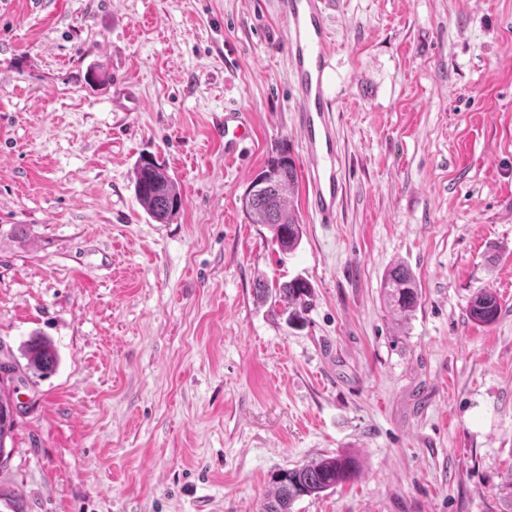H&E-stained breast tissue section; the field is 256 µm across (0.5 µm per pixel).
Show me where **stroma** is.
Wrapping results in <instances>:
<instances>
[{
	"label": "stroma",
	"instance_id": "stroma-1",
	"mask_svg": "<svg viewBox=\"0 0 512 512\" xmlns=\"http://www.w3.org/2000/svg\"><path fill=\"white\" fill-rule=\"evenodd\" d=\"M328 24L343 204L320 224L297 191L288 256L241 208L276 149L302 158L275 0H0V512H259L275 470L340 453L359 477L294 512H512V0H338ZM143 156L170 223L135 197ZM396 262L422 292L403 326ZM297 275L293 328L254 283ZM224 157L229 160L238 158L250 139L251 129L247 114L238 109L224 112ZM135 194L147 214L157 223L167 224L183 207L178 185L163 164L142 158L135 168ZM382 288L391 313L407 320L421 299L418 282L412 270L402 263L391 266L383 278ZM468 314L478 324L490 325L496 322L500 303L495 292L489 288L478 291L468 304ZM23 356L27 360V369L39 376L50 375L59 364L56 349L42 337L30 339L23 348ZM14 365L0 363V458L7 460L11 450H7L6 440H11L12 431L15 425V409L10 399V395L2 389V383L5 379L10 380L11 375L15 371Z\"/></svg>",
	"mask_w": 512,
	"mask_h": 512
}]
</instances>
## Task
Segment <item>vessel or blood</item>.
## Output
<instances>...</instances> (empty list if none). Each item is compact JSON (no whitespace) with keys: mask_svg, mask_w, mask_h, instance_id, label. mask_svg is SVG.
<instances>
[{"mask_svg":"<svg viewBox=\"0 0 512 512\" xmlns=\"http://www.w3.org/2000/svg\"><path fill=\"white\" fill-rule=\"evenodd\" d=\"M333 0H276L286 24L288 68L297 103L296 128L306 160L307 204L318 223L336 219L344 182L332 113L330 75L333 70L327 15ZM224 156L238 158L251 136L245 112H224Z\"/></svg>","mask_w":512,"mask_h":512,"instance_id":"b4317fda","label":"vessel or blood"}]
</instances>
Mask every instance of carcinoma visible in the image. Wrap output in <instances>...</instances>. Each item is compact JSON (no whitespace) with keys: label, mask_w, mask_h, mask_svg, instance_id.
I'll use <instances>...</instances> for the list:
<instances>
[{"label":"carcinoma","mask_w":512,"mask_h":512,"mask_svg":"<svg viewBox=\"0 0 512 512\" xmlns=\"http://www.w3.org/2000/svg\"><path fill=\"white\" fill-rule=\"evenodd\" d=\"M135 194L147 214L160 224H168L183 207L178 185L164 165L156 160L143 158L135 168ZM265 188L256 195L246 190L250 203L243 206L246 219L251 224H265L271 232V242L285 253L293 252L302 238V225L293 205L297 190L296 163L290 153L283 150L268 161L257 174ZM383 295L391 313L408 319L416 310L421 292L415 275L405 264L398 263L386 272ZM257 298L263 302L284 304L287 320H299L307 311L313 291L309 282L296 276L278 284L257 281ZM500 311L499 299L489 288L478 291L468 304L472 321L490 325L496 322ZM26 367L35 374L49 375L56 370L59 356L50 341L36 337L23 348ZM15 425V409L10 395L0 388V458L8 459L6 440L11 438ZM360 474L358 461L350 455H338L314 460L292 468H283L271 474L272 489L265 495L260 512H293L297 500L304 496L318 495Z\"/></svg>","instance_id":"obj_1"}]
</instances>
